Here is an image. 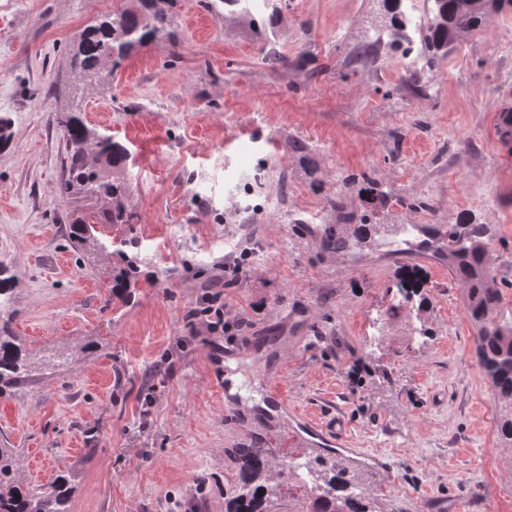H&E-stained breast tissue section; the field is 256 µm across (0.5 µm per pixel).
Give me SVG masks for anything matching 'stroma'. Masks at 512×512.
<instances>
[{"label": "stroma", "instance_id": "35a3bbf8", "mask_svg": "<svg viewBox=\"0 0 512 512\" xmlns=\"http://www.w3.org/2000/svg\"><path fill=\"white\" fill-rule=\"evenodd\" d=\"M124 0H0V265L15 272L11 327L46 371L0 394V441L37 488L60 473L69 512H224L225 449L260 441L295 457L340 454L379 512H512V452L489 431L501 406L476 358L464 288L448 263L383 243L405 225L469 218L512 315V9L486 16L419 76L397 70L382 0H277L269 42L248 17L179 0L177 45L130 54L83 94L88 126L131 152L141 275L110 303L117 254L70 243L57 184L81 32ZM383 34L384 60L356 50ZM274 46L286 63L265 61ZM308 150L296 152L294 142ZM255 210L230 200L255 170ZM298 214V224L271 201ZM371 212L369 226L358 217ZM337 226L346 251L322 246ZM417 268L424 305L394 297ZM224 320L193 317L215 281ZM340 421L345 443L310 445L298 414ZM47 466L31 477L28 463Z\"/></svg>", "mask_w": 512, "mask_h": 512}]
</instances>
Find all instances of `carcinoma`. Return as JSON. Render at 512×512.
Wrapping results in <instances>:
<instances>
[{"label":"carcinoma","instance_id":"1","mask_svg":"<svg viewBox=\"0 0 512 512\" xmlns=\"http://www.w3.org/2000/svg\"><path fill=\"white\" fill-rule=\"evenodd\" d=\"M176 0H130L81 33L70 66L80 86L101 85L132 52L162 42L176 41ZM401 0H384L391 12L394 36H401L406 16ZM448 24H439L435 9L427 8L420 32L419 54L433 60L448 51L466 33L480 27L485 13L477 6L466 11L456 0H443ZM67 144V173L58 184L60 195L75 204V218L68 237L73 246L92 254L106 245L95 235L98 224H129L133 220L128 198L130 154L121 143L85 124L80 109L72 106L56 114ZM500 141L512 152V118L500 114ZM489 227L465 219L433 229L439 243L436 252L448 260V268L465 288V312L477 327L475 349L478 364L495 390L504 410L497 421L501 442L512 449V321L502 319L501 289L493 274L487 241ZM322 245L341 252L345 239L333 228L324 230ZM13 275L0 268V394L19 386L31 372L33 361L5 321L13 313ZM140 279L138 255H123L122 265L112 276L111 295L124 302ZM398 290L405 296L419 294L417 269L399 271ZM230 460V487L224 492V512H279L282 486L300 488L303 503L297 512H376L361 483L352 476L350 463L329 454L301 460L278 455L277 449L254 442L241 448H226ZM69 479L58 475L40 492L25 488L16 468L15 449L0 445V512H68Z\"/></svg>","mask_w":512,"mask_h":512}]
</instances>
